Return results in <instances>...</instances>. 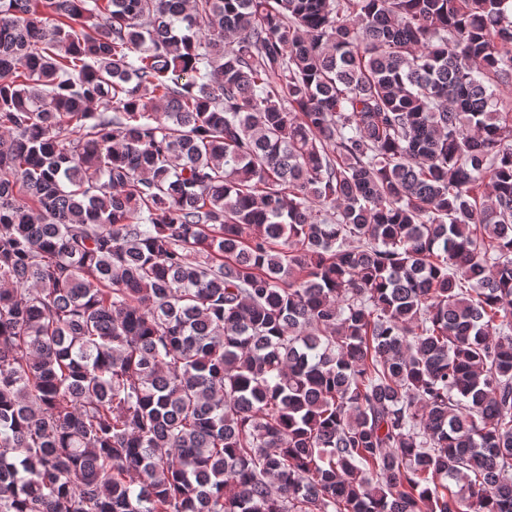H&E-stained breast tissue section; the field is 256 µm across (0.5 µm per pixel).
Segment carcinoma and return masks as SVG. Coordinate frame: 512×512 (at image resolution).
I'll return each instance as SVG.
<instances>
[{
  "label": "carcinoma",
  "instance_id": "cac0c4a2",
  "mask_svg": "<svg viewBox=\"0 0 512 512\" xmlns=\"http://www.w3.org/2000/svg\"><path fill=\"white\" fill-rule=\"evenodd\" d=\"M512 0H0V512H512Z\"/></svg>",
  "mask_w": 512,
  "mask_h": 512
}]
</instances>
